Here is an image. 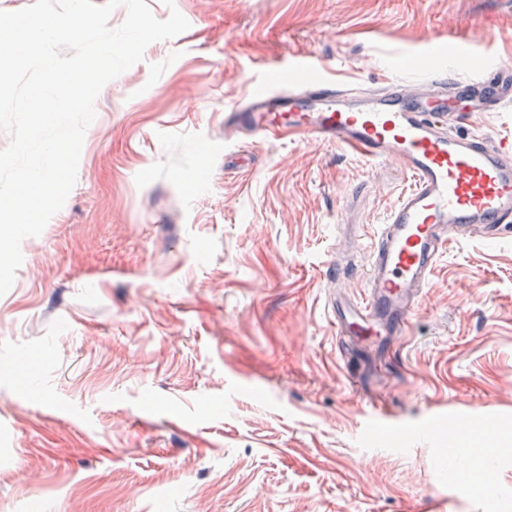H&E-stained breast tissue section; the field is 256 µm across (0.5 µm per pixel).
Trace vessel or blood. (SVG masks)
Here are the masks:
<instances>
[{"label":"vessel or blood","instance_id":"vessel-or-blood-1","mask_svg":"<svg viewBox=\"0 0 512 512\" xmlns=\"http://www.w3.org/2000/svg\"><path fill=\"white\" fill-rule=\"evenodd\" d=\"M427 70V94L405 81L359 90L316 79L299 88L256 89L224 113L225 131L333 142L397 163L412 176L373 236L364 292L328 299L347 347L372 322L390 336L407 328L445 243L495 239L512 228V138L465 129L468 113L452 106L462 99L477 112L512 105V71L461 81L438 65Z\"/></svg>","mask_w":512,"mask_h":512}]
</instances>
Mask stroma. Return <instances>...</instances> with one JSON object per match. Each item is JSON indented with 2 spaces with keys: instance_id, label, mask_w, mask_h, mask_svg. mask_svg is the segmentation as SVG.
I'll use <instances>...</instances> for the list:
<instances>
[{
  "instance_id": "obj_1",
  "label": "stroma",
  "mask_w": 512,
  "mask_h": 512,
  "mask_svg": "<svg viewBox=\"0 0 512 512\" xmlns=\"http://www.w3.org/2000/svg\"><path fill=\"white\" fill-rule=\"evenodd\" d=\"M175 3L0 296V512H512V233L449 242L406 334L345 355L327 297L360 296L412 178L307 140L224 168L225 109L277 65L417 83L465 38L471 79L512 66V0Z\"/></svg>"
}]
</instances>
